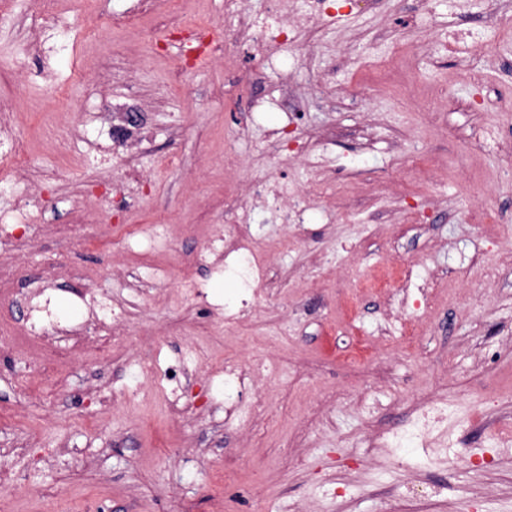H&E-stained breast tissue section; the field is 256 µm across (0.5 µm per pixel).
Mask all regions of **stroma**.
Returning a JSON list of instances; mask_svg holds the SVG:
<instances>
[{
  "label": "stroma",
  "mask_w": 512,
  "mask_h": 512,
  "mask_svg": "<svg viewBox=\"0 0 512 512\" xmlns=\"http://www.w3.org/2000/svg\"><path fill=\"white\" fill-rule=\"evenodd\" d=\"M318 28L289 49L288 70L303 103L265 104L277 71L258 62L255 111L235 117L218 99L224 64L200 62L172 85L170 63L135 29L111 32L112 94L151 106V134L135 163L147 177L139 203L112 217L99 199L122 165L105 170L68 136L38 85L18 94L20 138L29 147L33 188L62 220L76 206L96 221L67 238L40 223L7 225L30 244L34 270L51 264L99 270L97 288L125 304L128 321L111 353L54 363L27 352L0 362V464L16 477L0 488V512H391L419 478L434 489L426 512H512V235L483 215L512 209V147L490 142L512 131V0H332ZM482 32L485 53L468 66L445 55L449 35ZM68 48L49 53L73 103L91 108L86 82L96 70L94 36L71 29ZM425 45L412 61L404 100L360 79L397 48ZM480 82H472L468 67ZM448 90L439 121L417 100ZM279 130L278 142L267 134ZM452 150V165L427 185L401 193L395 175L420 154ZM232 151L239 167L224 168ZM285 174L307 202L304 222L284 230L275 203L250 209L243 232L273 266L278 291L259 296L249 316L224 326V305L241 282L223 263L184 259L224 228V181L253 183ZM168 212L173 227L144 258L126 248L117 224L136 231ZM393 260L414 268L411 297L381 335L384 298L361 299V337L372 341L359 364L342 350L350 322L336 309L348 276ZM190 280L205 300L177 287ZM427 295H419L422 283ZM418 322L405 347L403 318ZM203 371L169 383L162 371L191 344ZM266 355L277 372L258 383L265 404L226 422L224 363ZM151 359L154 371L138 368ZM179 387L186 409L172 417ZM113 401L101 409L100 398ZM448 401V425L435 445L410 441L419 407Z\"/></svg>",
  "instance_id": "obj_1"
}]
</instances>
